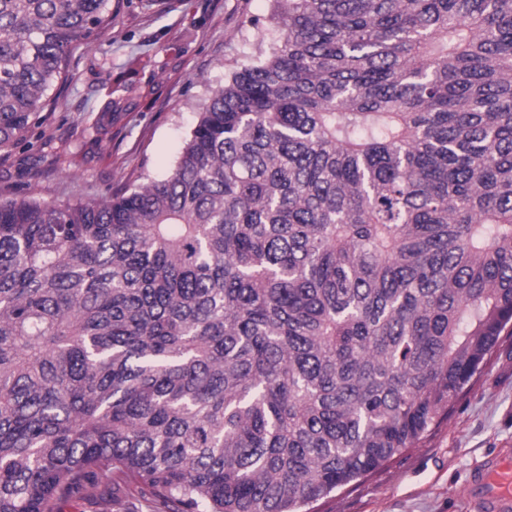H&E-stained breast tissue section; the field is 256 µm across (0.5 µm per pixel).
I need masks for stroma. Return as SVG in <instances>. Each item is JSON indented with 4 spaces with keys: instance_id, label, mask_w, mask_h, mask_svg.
<instances>
[{
    "instance_id": "1",
    "label": "stroma",
    "mask_w": 512,
    "mask_h": 512,
    "mask_svg": "<svg viewBox=\"0 0 512 512\" xmlns=\"http://www.w3.org/2000/svg\"><path fill=\"white\" fill-rule=\"evenodd\" d=\"M112 26L77 45L74 78L53 86L45 121L0 156V198L32 195L65 205L161 176L174 164L200 105L246 61L249 20L274 28L273 0H165L145 11L119 0ZM134 84L122 112L93 124L116 81ZM512 448V336L502 337L480 377L437 428L372 475L310 504V512H473L468 471Z\"/></svg>"
}]
</instances>
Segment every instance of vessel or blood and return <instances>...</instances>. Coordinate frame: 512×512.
Returning a JSON list of instances; mask_svg holds the SVG:
<instances>
[{"mask_svg":"<svg viewBox=\"0 0 512 512\" xmlns=\"http://www.w3.org/2000/svg\"><path fill=\"white\" fill-rule=\"evenodd\" d=\"M467 493L479 512H512V450L498 449L474 466Z\"/></svg>","mask_w":512,"mask_h":512,"instance_id":"1","label":"vessel or blood"}]
</instances>
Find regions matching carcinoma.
<instances>
[{
    "label": "carcinoma",
    "mask_w": 512,
    "mask_h": 512,
    "mask_svg": "<svg viewBox=\"0 0 512 512\" xmlns=\"http://www.w3.org/2000/svg\"><path fill=\"white\" fill-rule=\"evenodd\" d=\"M111 0H0V153ZM161 178L0 200V512H303L512 335V0H274ZM129 506L112 505V494L99 489L91 496L62 503L60 512H124Z\"/></svg>",
    "instance_id": "carcinoma-1"
}]
</instances>
